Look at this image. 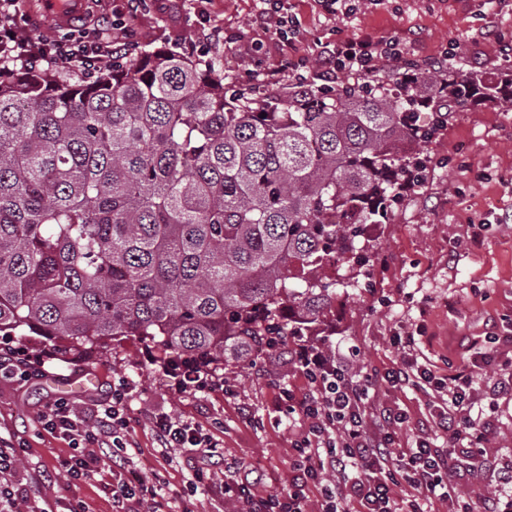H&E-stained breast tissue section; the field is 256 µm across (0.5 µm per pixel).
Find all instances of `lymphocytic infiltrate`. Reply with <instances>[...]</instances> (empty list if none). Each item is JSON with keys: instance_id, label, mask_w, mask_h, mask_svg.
I'll return each instance as SVG.
<instances>
[{"instance_id": "f902f5d3", "label": "lymphocytic infiltrate", "mask_w": 512, "mask_h": 512, "mask_svg": "<svg viewBox=\"0 0 512 512\" xmlns=\"http://www.w3.org/2000/svg\"><path fill=\"white\" fill-rule=\"evenodd\" d=\"M134 47L128 36L105 46L73 32L52 42L44 40L33 35L18 0H0L2 61L33 67L64 64L89 71L111 64L117 53ZM389 58V50L380 43L346 38L318 65L329 75L345 72L365 79ZM394 342L404 351L401 364L382 373L353 372L319 342L296 345L292 361L308 388L301 394L285 390L282 400L287 416L306 420L308 429L294 444V475L279 493L262 496L256 492L261 469L225 463L221 488L225 501L235 503V512H306L314 489L321 496V512H434L438 503L455 512L461 508L455 489L471 484L475 475L457 459L479 449L493 428L487 416L473 414L466 390L481 377L492 394L512 393V366L502 365L496 377H483L466 367L443 379L414 359V337L398 336ZM407 383L441 395L434 424L448 441L446 451L434 450L425 436L414 447H402L397 430L406 422V412L371 408L370 395L377 388ZM133 390L128 377L113 380L110 402L92 422L82 419L66 399L48 403L41 414L43 425L69 449L67 455L55 457L53 468L68 480L79 481L110 467L112 512H166L157 487L134 466L137 445L127 415ZM153 430L159 447L191 448L209 458L218 454V441L190 422L162 415L155 418ZM23 451L20 440L0 437V512H14L23 499L17 478Z\"/></svg>"}]
</instances>
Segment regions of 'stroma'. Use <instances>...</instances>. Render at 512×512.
Masks as SVG:
<instances>
[{"label": "stroma", "mask_w": 512, "mask_h": 512, "mask_svg": "<svg viewBox=\"0 0 512 512\" xmlns=\"http://www.w3.org/2000/svg\"><path fill=\"white\" fill-rule=\"evenodd\" d=\"M295 22L289 36L277 34L269 0H148L129 18L139 50H174L185 39L207 41L209 57L227 90L252 85L267 67L285 65L273 95L286 97L299 83L319 84L305 61L317 45L337 36L399 40L402 58L377 77L400 81L406 66L430 69L445 59L492 79L512 74V0H338L335 13L317 0H284ZM422 180L393 204L389 223L372 237L368 275L359 277L352 296L337 305L321 335L331 350L350 357L352 366L384 371L399 364L397 336L414 334L419 364L448 374L449 364L470 362L474 352L493 348L512 358V111L479 104L453 112L420 149ZM484 225L480 245L467 238L469 225ZM15 345L45 358V377L26 384L0 378V436L14 435L28 445L18 466L29 504L84 500L90 512H112L106 485L109 470L89 481L54 474V456L65 443L43 430L37 414L59 398L47 376L97 372L93 390L71 396L86 416L109 401L112 381L126 376L136 385L129 403L140 451L137 470L160 479L170 512H181L184 491L195 470L219 471V464L186 448H158L152 421L159 415L192 422L222 445L226 460L261 466L268 495L292 476V443L307 429L301 420L279 419L280 388L302 391L306 383L288 347L265 352L253 366L235 368L233 396L222 390L183 392L165 371L156 350L136 339L101 352L64 354L55 344L18 336ZM476 407L490 409L495 432L485 443L487 460L512 455V400L490 401L488 388L469 390ZM373 404L404 409L400 443L414 444L421 427H432L433 398L405 385L383 389Z\"/></svg>", "instance_id": "obj_1"}]
</instances>
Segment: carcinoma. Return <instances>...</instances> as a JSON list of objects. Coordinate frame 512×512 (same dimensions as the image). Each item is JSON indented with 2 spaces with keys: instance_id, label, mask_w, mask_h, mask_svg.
I'll return each instance as SVG.
<instances>
[{
  "instance_id": "1",
  "label": "carcinoma",
  "mask_w": 512,
  "mask_h": 512,
  "mask_svg": "<svg viewBox=\"0 0 512 512\" xmlns=\"http://www.w3.org/2000/svg\"><path fill=\"white\" fill-rule=\"evenodd\" d=\"M445 97L509 112L512 77L450 65L283 101L169 51L93 78L19 69L0 82V333L139 337L214 370L309 335L337 296L323 258L366 263V225L435 131L416 113ZM348 211L360 223L329 221Z\"/></svg>"
}]
</instances>
